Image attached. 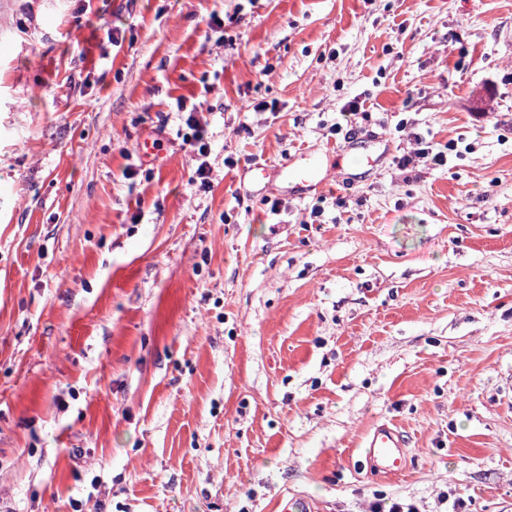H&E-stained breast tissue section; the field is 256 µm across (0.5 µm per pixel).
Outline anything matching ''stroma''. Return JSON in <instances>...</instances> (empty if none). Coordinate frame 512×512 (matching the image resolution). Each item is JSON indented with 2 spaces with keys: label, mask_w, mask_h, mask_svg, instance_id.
I'll return each mask as SVG.
<instances>
[{
  "label": "stroma",
  "mask_w": 512,
  "mask_h": 512,
  "mask_svg": "<svg viewBox=\"0 0 512 512\" xmlns=\"http://www.w3.org/2000/svg\"><path fill=\"white\" fill-rule=\"evenodd\" d=\"M510 381L512 0H0V512H503ZM188 125L193 128L194 135L191 140H188L189 145H191L194 149L193 152L198 155L196 161H200L202 158L207 157V151L205 150V143H202L203 140V129L200 125L199 119L194 115V111L189 113L187 118ZM200 143V144H199ZM202 157V158H199ZM209 163L206 160H201L196 168L195 175L196 179H200L201 186H210V168ZM406 441L402 434L389 423L377 425L365 442L363 453L385 473H402L407 466ZM278 512H314L315 504L300 494L282 495L275 505Z\"/></svg>",
  "instance_id": "obj_1"
}]
</instances>
